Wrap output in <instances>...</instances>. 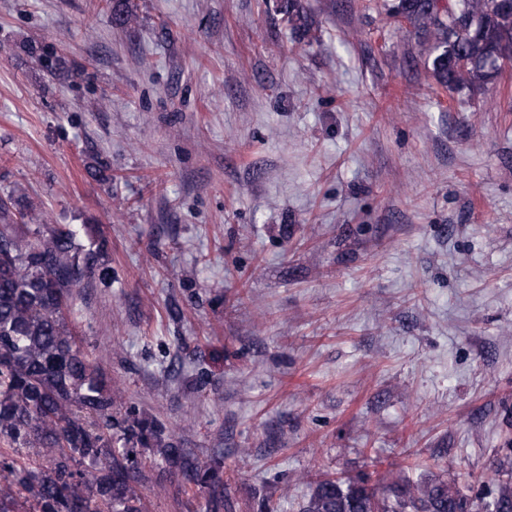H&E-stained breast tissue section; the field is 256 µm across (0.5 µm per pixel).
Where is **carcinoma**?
I'll return each instance as SVG.
<instances>
[{
    "instance_id": "cac0c4a2",
    "label": "carcinoma",
    "mask_w": 512,
    "mask_h": 512,
    "mask_svg": "<svg viewBox=\"0 0 512 512\" xmlns=\"http://www.w3.org/2000/svg\"><path fill=\"white\" fill-rule=\"evenodd\" d=\"M388 10L412 24L427 45L435 83L478 93L512 64V5L505 0H395ZM292 34L312 36L315 21L300 0H277ZM121 24L136 19L129 0H112ZM28 53L55 74L66 62L42 47ZM0 198V512H144L145 476L136 449L180 477L181 490L202 494L201 512H233L220 460L207 464L177 446L162 423L122 411L119 395L69 328L77 288L96 256L80 234L88 227L44 229ZM42 465L30 459V450ZM512 512L505 485L486 501L456 487V478L391 479L383 489L358 475L316 484L303 512Z\"/></svg>"
}]
</instances>
